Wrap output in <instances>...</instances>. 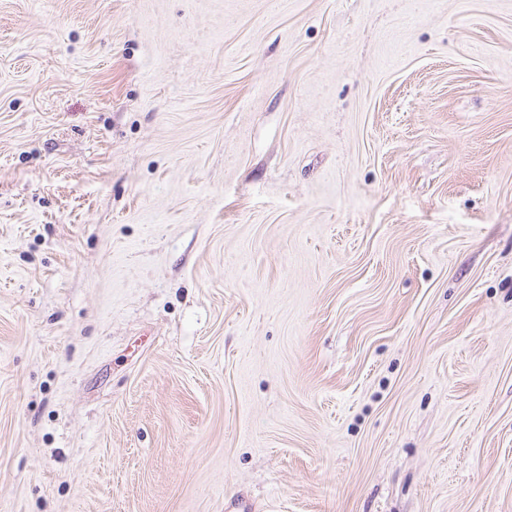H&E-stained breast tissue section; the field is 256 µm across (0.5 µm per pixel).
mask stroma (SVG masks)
<instances>
[{
  "instance_id": "obj_1",
  "label": "stroma",
  "mask_w": 512,
  "mask_h": 512,
  "mask_svg": "<svg viewBox=\"0 0 512 512\" xmlns=\"http://www.w3.org/2000/svg\"><path fill=\"white\" fill-rule=\"evenodd\" d=\"M0 512H512V0H0Z\"/></svg>"
}]
</instances>
